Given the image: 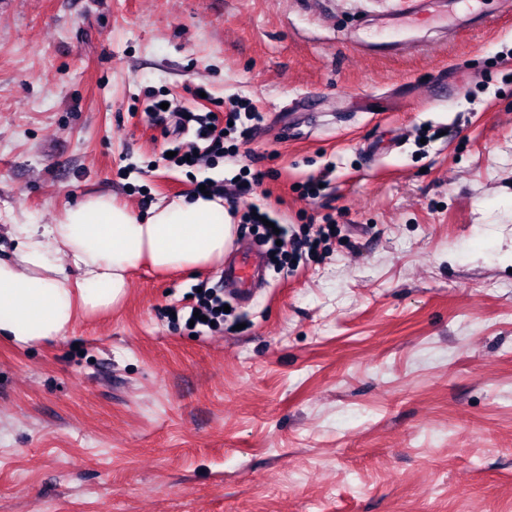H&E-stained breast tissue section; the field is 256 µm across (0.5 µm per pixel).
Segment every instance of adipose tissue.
Here are the masks:
<instances>
[{
    "instance_id": "adipose-tissue-1",
    "label": "adipose tissue",
    "mask_w": 512,
    "mask_h": 512,
    "mask_svg": "<svg viewBox=\"0 0 512 512\" xmlns=\"http://www.w3.org/2000/svg\"><path fill=\"white\" fill-rule=\"evenodd\" d=\"M236 226L222 195L198 193L133 212L89 193L53 224H16L0 258V340L30 348L62 334L79 313L121 303L141 262L192 273L223 262Z\"/></svg>"
}]
</instances>
